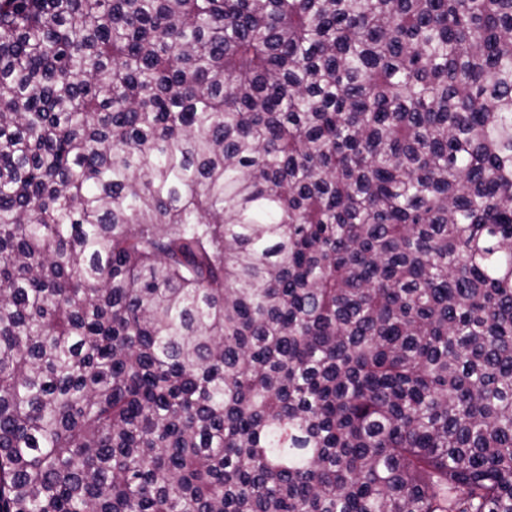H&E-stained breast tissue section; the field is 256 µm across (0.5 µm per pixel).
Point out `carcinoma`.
Masks as SVG:
<instances>
[{
    "mask_svg": "<svg viewBox=\"0 0 512 512\" xmlns=\"http://www.w3.org/2000/svg\"><path fill=\"white\" fill-rule=\"evenodd\" d=\"M0 512H512V0H0Z\"/></svg>",
    "mask_w": 512,
    "mask_h": 512,
    "instance_id": "1",
    "label": "carcinoma"
}]
</instances>
